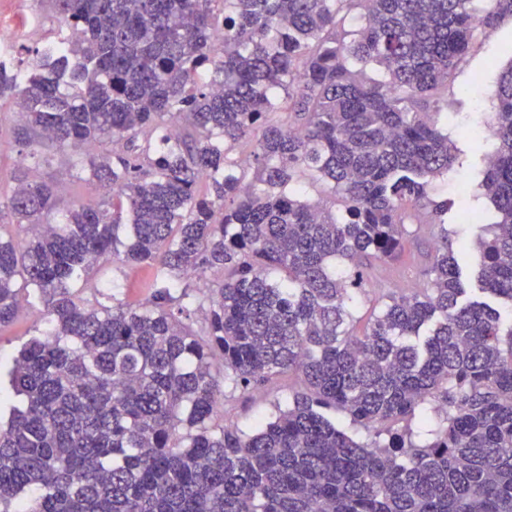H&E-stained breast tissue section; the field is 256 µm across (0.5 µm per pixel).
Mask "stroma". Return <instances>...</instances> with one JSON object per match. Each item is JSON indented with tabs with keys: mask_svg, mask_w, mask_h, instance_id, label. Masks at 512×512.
Masks as SVG:
<instances>
[{
	"mask_svg": "<svg viewBox=\"0 0 512 512\" xmlns=\"http://www.w3.org/2000/svg\"><path fill=\"white\" fill-rule=\"evenodd\" d=\"M57 15L48 0H0V33L4 34L15 60L31 62L32 51L57 29ZM512 45V17L504 16L489 38L458 65L447 91L437 104L439 120L458 149V159L447 176L438 181L436 192L447 197L450 206L444 217L448 239L456 255L475 256L481 227L462 221L465 211H487L489 202L478 188L479 173L485 167L484 156L469 135L482 113L492 112L496 77L512 62L507 48ZM16 114L11 105L0 106V195H9L14 187L13 175L19 165H32L24 141L15 134ZM434 242L424 238L406 242L396 258L376 263L364 273L366 292L359 309L368 316L372 307L381 305L390 291L416 287L426 280V270ZM145 270L130 269L117 262L102 263L94 276L100 285L111 286L117 298L136 302L144 299L141 286ZM45 328V321L35 310L26 311L8 327L0 329V365L11 366L23 344ZM301 388L298 378L284 375L267 390L236 392L231 403L229 422L243 431H252L258 419L271 418L277 407L286 405Z\"/></svg>",
	"mask_w": 512,
	"mask_h": 512,
	"instance_id": "obj_1",
	"label": "stroma"
}]
</instances>
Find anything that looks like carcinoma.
I'll return each mask as SVG.
<instances>
[{
  "mask_svg": "<svg viewBox=\"0 0 512 512\" xmlns=\"http://www.w3.org/2000/svg\"><path fill=\"white\" fill-rule=\"evenodd\" d=\"M53 4L28 68L0 62V101L30 155L66 158L102 198L61 211L29 167L0 196V222L32 227L0 233V327L20 281L49 318L8 371L0 512L29 491L17 512H512V64L476 274L507 313L463 300L429 192L456 161L430 102L512 0ZM426 234V283L356 333L364 268ZM111 257L152 270L142 301L91 282ZM286 373L302 390L271 420L215 426L234 392ZM430 404L424 444L359 442L327 414L368 428Z\"/></svg>",
  "mask_w": 512,
  "mask_h": 512,
  "instance_id": "carcinoma-1",
  "label": "carcinoma"
}]
</instances>
